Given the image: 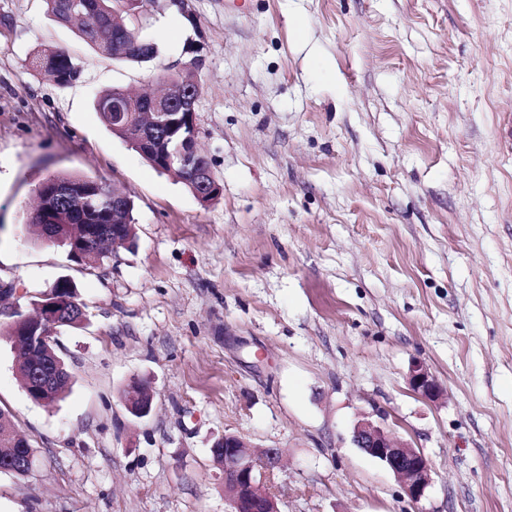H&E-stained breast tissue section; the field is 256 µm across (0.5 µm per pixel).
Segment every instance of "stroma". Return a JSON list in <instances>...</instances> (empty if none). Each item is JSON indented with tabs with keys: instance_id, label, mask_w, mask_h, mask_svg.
<instances>
[{
	"instance_id": "35a3bbf8",
	"label": "stroma",
	"mask_w": 512,
	"mask_h": 512,
	"mask_svg": "<svg viewBox=\"0 0 512 512\" xmlns=\"http://www.w3.org/2000/svg\"><path fill=\"white\" fill-rule=\"evenodd\" d=\"M143 33L157 62L0 0V328L63 277L87 306L57 332L59 401L28 396L0 335V409L33 454L0 472V512H225L227 433L279 449L283 512H512V0H156ZM194 41L208 203L94 107ZM45 48L80 80L34 71ZM63 173L131 195L133 245L89 265L38 238ZM417 363L440 399L411 390ZM365 417L430 461L420 502L354 445ZM30 66L35 71L48 73L61 86L78 81L83 72L80 62L60 50L34 52L30 59Z\"/></svg>"
}]
</instances>
